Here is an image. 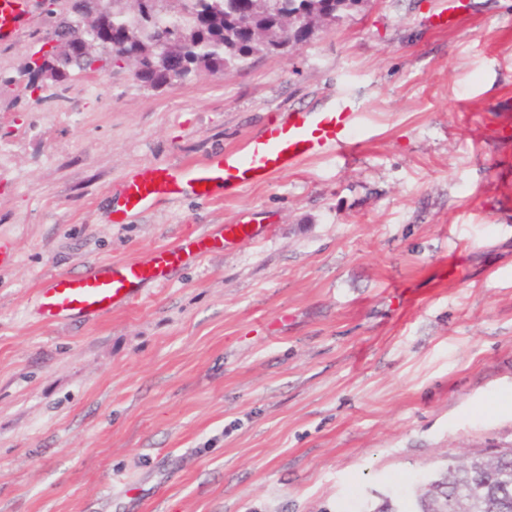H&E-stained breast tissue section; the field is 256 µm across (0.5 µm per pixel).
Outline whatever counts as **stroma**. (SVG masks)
I'll return each mask as SVG.
<instances>
[{"mask_svg":"<svg viewBox=\"0 0 512 512\" xmlns=\"http://www.w3.org/2000/svg\"><path fill=\"white\" fill-rule=\"evenodd\" d=\"M360 0L300 49L150 88L45 81L69 0L0 41V512H373L449 457L512 447V0ZM363 103L354 160L113 221L123 181ZM270 224L97 320L54 274Z\"/></svg>","mask_w":512,"mask_h":512,"instance_id":"obj_1","label":"stroma"}]
</instances>
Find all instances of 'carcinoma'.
I'll list each match as a JSON object with an SVG mask.
<instances>
[{
  "mask_svg": "<svg viewBox=\"0 0 512 512\" xmlns=\"http://www.w3.org/2000/svg\"><path fill=\"white\" fill-rule=\"evenodd\" d=\"M98 0H71L68 11L54 24L56 40L76 38L78 17L97 8ZM165 12L156 0H115L112 30L124 36L112 50L95 56L53 54L50 80L63 82L73 72L94 76L119 71L134 60V77L159 87L206 70H241L257 56L296 49L307 44L318 24L343 18L360 0H178ZM441 494L453 499L466 491L474 512H512V448H503L493 463L474 461L448 466L436 473ZM429 479L412 484L414 512H428Z\"/></svg>",
  "mask_w": 512,
  "mask_h": 512,
  "instance_id": "carcinoma-1",
  "label": "carcinoma"
}]
</instances>
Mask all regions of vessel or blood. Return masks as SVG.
Segmentation results:
<instances>
[{
	"label": "vessel or blood",
	"mask_w": 512,
	"mask_h": 512,
	"mask_svg": "<svg viewBox=\"0 0 512 512\" xmlns=\"http://www.w3.org/2000/svg\"><path fill=\"white\" fill-rule=\"evenodd\" d=\"M37 10L38 0H0V41L23 34ZM361 127L360 101L348 94L336 95L328 108L295 110L267 122L244 149L225 151L204 165L156 167L130 177L114 198L115 210L127 217L165 197L188 195L204 200L214 187L230 193L266 181L310 158H349L356 150ZM268 233V227L262 225L223 224L202 234L186 235L176 248L144 259L53 276L39 294L38 311L49 322L110 314L134 299L140 288L166 284L170 271L190 259Z\"/></svg>",
	"instance_id": "b4317fda"
}]
</instances>
